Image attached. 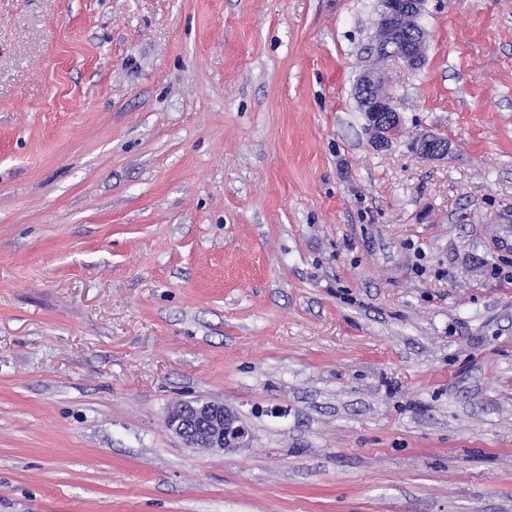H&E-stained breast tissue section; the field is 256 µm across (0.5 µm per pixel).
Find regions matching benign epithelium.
Wrapping results in <instances>:
<instances>
[{"instance_id":"obj_1","label":"benign epithelium","mask_w":512,"mask_h":512,"mask_svg":"<svg viewBox=\"0 0 512 512\" xmlns=\"http://www.w3.org/2000/svg\"><path fill=\"white\" fill-rule=\"evenodd\" d=\"M425 3L426 0H403L398 6L396 0H382L374 45L377 55L397 57L412 69L422 65L428 33L419 20ZM380 83L379 71L369 69L360 75L355 88L369 142L378 150L391 145L394 127L402 121L392 99L377 92ZM412 151L426 159H440L448 155V145L440 137L424 133ZM166 423L187 448L224 450L247 445V430L222 402H180L169 410Z\"/></svg>"}]
</instances>
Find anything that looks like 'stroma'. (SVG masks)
I'll return each mask as SVG.
<instances>
[{"mask_svg": "<svg viewBox=\"0 0 512 512\" xmlns=\"http://www.w3.org/2000/svg\"><path fill=\"white\" fill-rule=\"evenodd\" d=\"M378 7L0 0V512H512V0H426L384 150ZM381 83L379 71L369 69L364 71L356 84L355 93L361 112L366 118V131L373 148L387 149L392 142L393 128L401 121L392 98H387L378 85ZM385 95L382 96L377 92ZM417 141V142H416ZM416 142L412 151L426 159H440L448 155V145L440 137L432 133H424ZM166 423L188 448L223 451L247 445V430L221 402H180L169 410Z\"/></svg>", "mask_w": 512, "mask_h": 512, "instance_id": "35a3bbf8", "label": "stroma"}]
</instances>
